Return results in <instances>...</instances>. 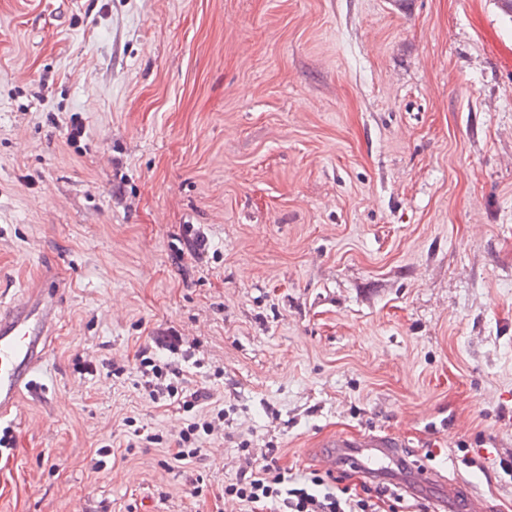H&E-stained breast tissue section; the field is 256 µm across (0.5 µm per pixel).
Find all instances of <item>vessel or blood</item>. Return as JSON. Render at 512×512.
<instances>
[{"label": "vessel or blood", "mask_w": 512, "mask_h": 512, "mask_svg": "<svg viewBox=\"0 0 512 512\" xmlns=\"http://www.w3.org/2000/svg\"><path fill=\"white\" fill-rule=\"evenodd\" d=\"M62 290V283L48 276L38 288L27 292L23 303L0 308V420L15 415L34 373L46 358ZM402 453L403 444L398 438L369 433L357 439L339 436L327 441L323 458L331 468L342 459L368 469L400 461ZM410 484L415 492L436 489L446 512H485L484 498L470 483L444 481L436 468L414 466Z\"/></svg>", "instance_id": "1"}]
</instances>
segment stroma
Segmentation results:
<instances>
[{
  "instance_id": "stroma-1",
  "label": "stroma",
  "mask_w": 512,
  "mask_h": 512,
  "mask_svg": "<svg viewBox=\"0 0 512 512\" xmlns=\"http://www.w3.org/2000/svg\"><path fill=\"white\" fill-rule=\"evenodd\" d=\"M45 267L65 293L0 512H255L224 484L265 455L355 495L320 442L368 432L512 512V17L0 0V305ZM145 356L211 401H151ZM206 415L198 419L194 418L185 429L180 433L176 456L179 460L193 458L198 452L203 434L207 435L211 430L212 421L205 418Z\"/></svg>"
}]
</instances>
